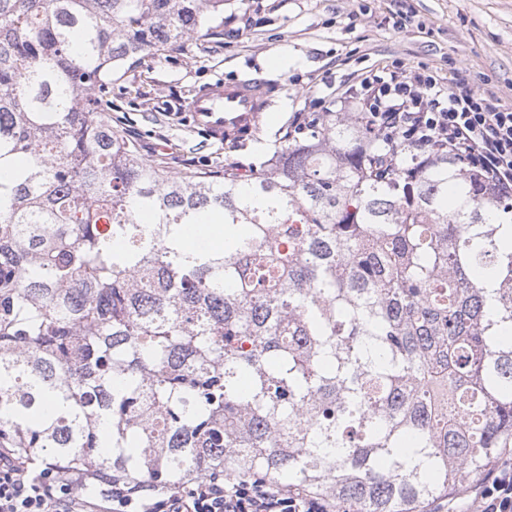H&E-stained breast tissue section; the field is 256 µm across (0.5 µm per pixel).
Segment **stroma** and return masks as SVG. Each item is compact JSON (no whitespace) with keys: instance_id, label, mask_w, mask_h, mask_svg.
I'll list each match as a JSON object with an SVG mask.
<instances>
[{"instance_id":"35a3bbf8","label":"stroma","mask_w":512,"mask_h":512,"mask_svg":"<svg viewBox=\"0 0 512 512\" xmlns=\"http://www.w3.org/2000/svg\"><path fill=\"white\" fill-rule=\"evenodd\" d=\"M393 67L434 72L441 89L463 83L512 107V0H224L223 14L184 46L114 76L108 115L136 140L140 161L172 175L249 170L297 113L319 101L358 111L352 88ZM245 78L270 86L269 112L244 146L210 139L185 101L203 85Z\"/></svg>"}]
</instances>
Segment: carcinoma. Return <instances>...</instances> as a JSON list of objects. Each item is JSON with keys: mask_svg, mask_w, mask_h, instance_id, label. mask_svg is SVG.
<instances>
[{"mask_svg": "<svg viewBox=\"0 0 512 512\" xmlns=\"http://www.w3.org/2000/svg\"><path fill=\"white\" fill-rule=\"evenodd\" d=\"M224 0H0V448L413 512L512 447V198L317 112L253 172L142 163L112 76ZM216 221L222 249L184 230Z\"/></svg>", "mask_w": 512, "mask_h": 512, "instance_id": "cac0c4a2", "label": "carcinoma"}]
</instances>
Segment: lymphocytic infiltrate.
<instances>
[{"mask_svg": "<svg viewBox=\"0 0 512 512\" xmlns=\"http://www.w3.org/2000/svg\"><path fill=\"white\" fill-rule=\"evenodd\" d=\"M363 114L387 143L414 141L420 152L442 148L477 166L498 192L512 195V108L480 92H441L430 73L398 70L365 77ZM0 512H337L334 500L260 478L221 472L172 486L121 480L90 489L77 470L33 461L0 448ZM469 512H512V457H501L477 487Z\"/></svg>", "mask_w": 512, "mask_h": 512, "instance_id": "f902f5d3", "label": "lymphocytic infiltrate"}]
</instances>
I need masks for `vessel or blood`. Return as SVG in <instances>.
I'll return each instance as SVG.
<instances>
[{"label":"vessel or blood","instance_id":"obj_1","mask_svg":"<svg viewBox=\"0 0 512 512\" xmlns=\"http://www.w3.org/2000/svg\"><path fill=\"white\" fill-rule=\"evenodd\" d=\"M268 107V87L255 80L217 82L197 89L186 110L210 138L223 140L225 134L253 130Z\"/></svg>","mask_w":512,"mask_h":512}]
</instances>
